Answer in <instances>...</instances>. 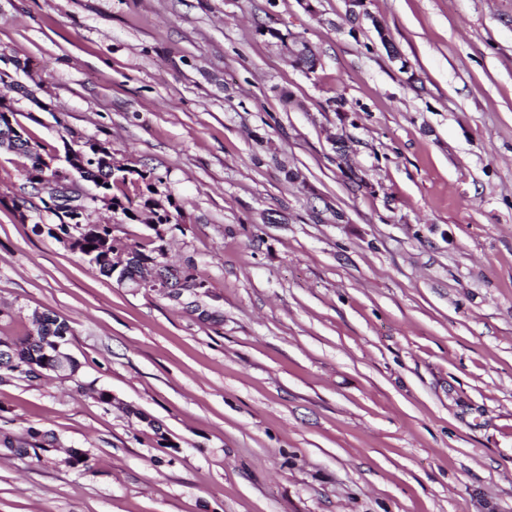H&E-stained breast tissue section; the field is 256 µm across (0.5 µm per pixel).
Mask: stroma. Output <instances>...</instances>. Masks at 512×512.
Listing matches in <instances>:
<instances>
[{"label":"stroma","mask_w":512,"mask_h":512,"mask_svg":"<svg viewBox=\"0 0 512 512\" xmlns=\"http://www.w3.org/2000/svg\"><path fill=\"white\" fill-rule=\"evenodd\" d=\"M1 95L158 178L211 296L99 274L0 149V336L79 362L0 380L59 441L0 512H512V0H0Z\"/></svg>","instance_id":"35a3bbf8"}]
</instances>
